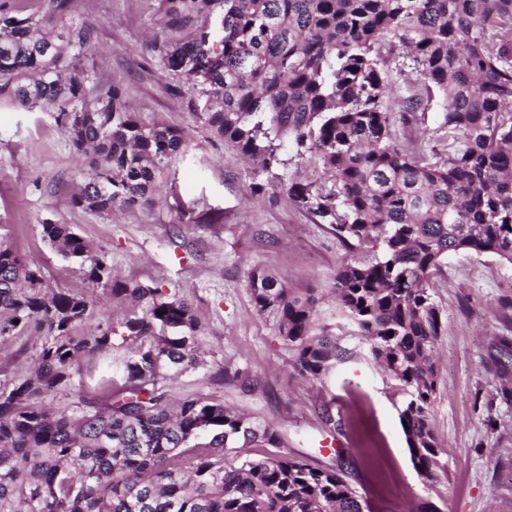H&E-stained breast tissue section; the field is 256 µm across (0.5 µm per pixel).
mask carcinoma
Here are the masks:
<instances>
[{
	"label": "carcinoma",
	"mask_w": 512,
	"mask_h": 512,
	"mask_svg": "<svg viewBox=\"0 0 512 512\" xmlns=\"http://www.w3.org/2000/svg\"><path fill=\"white\" fill-rule=\"evenodd\" d=\"M162 70L188 89L204 124L263 172L286 165L284 144L331 180L295 181L297 207L345 243L382 241L374 258L344 265L331 294L408 395L400 422L411 461L431 480L440 453L432 426L434 341L442 318L431 293L451 252L512 264V0H160ZM0 0V100L48 112L87 159L73 205L96 214L146 203L182 147L175 128L147 123L84 59L91 32L75 0ZM62 28L65 46L45 27ZM398 40L422 66L423 91L387 106L381 48ZM443 107L461 145L430 163L399 144L397 120ZM42 239L85 280L127 304L113 324L75 333L96 300L47 292L40 267L0 232V341L40 336L37 367L0 379V512H363L333 469L284 455L275 430L206 396L175 400L174 382L204 366L192 307L158 287L112 277V265L68 224ZM257 312L273 321L300 374L318 379L344 358L317 332V299L269 271L249 275ZM393 335H388V332ZM121 384L85 386L80 359L115 345ZM60 394L55 408L43 403Z\"/></svg>",
	"instance_id": "carcinoma-1"
}]
</instances>
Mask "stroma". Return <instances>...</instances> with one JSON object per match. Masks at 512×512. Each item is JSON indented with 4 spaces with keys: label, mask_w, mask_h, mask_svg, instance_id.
<instances>
[{
    "label": "stroma",
    "mask_w": 512,
    "mask_h": 512,
    "mask_svg": "<svg viewBox=\"0 0 512 512\" xmlns=\"http://www.w3.org/2000/svg\"><path fill=\"white\" fill-rule=\"evenodd\" d=\"M76 21L92 32L88 64L117 81L144 121L180 130L183 150L158 180L154 206L106 216L76 208L84 162L43 112L0 101V224L50 288L98 301L97 320L117 317L106 291L87 283L40 234L51 219L72 225L112 260L113 276L159 287L190 302L203 328L204 368L179 376L178 394L213 395L282 436L280 452L332 468L345 453V478L365 512H512V264L458 251L435 277L444 324L436 342L433 426L440 444L433 480L415 470L400 424L406 395L374 360L356 325L332 303L337 270L379 253L378 244L346 245L288 195L295 180L321 170L284 148L288 163L259 173L174 95L150 42L164 23L158 0H77ZM392 100L424 77L405 48L382 49ZM440 100L396 127L402 146L445 155ZM266 186L252 193V183ZM262 268L286 287L318 300L317 325L336 336L344 359L320 379L295 372L274 323L257 312L248 276Z\"/></svg>",
    "instance_id": "obj_1"
}]
</instances>
